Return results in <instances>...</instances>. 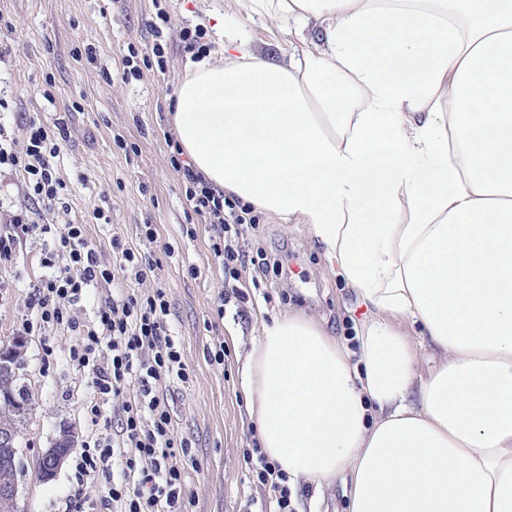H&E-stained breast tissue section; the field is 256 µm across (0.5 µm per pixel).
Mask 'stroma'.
<instances>
[{
  "instance_id": "35a3bbf8",
  "label": "stroma",
  "mask_w": 512,
  "mask_h": 512,
  "mask_svg": "<svg viewBox=\"0 0 512 512\" xmlns=\"http://www.w3.org/2000/svg\"><path fill=\"white\" fill-rule=\"evenodd\" d=\"M224 25L245 30L252 46L279 61L288 35L272 17L248 18L236 0H0V135L23 140L32 116L64 122L69 136L60 146L57 172L65 187L58 205L40 209L43 223L84 225L103 259L112 239L138 247L165 287L170 322L181 341L192 379L167 390L178 433L191 444L186 462L187 512H267L272 492L263 487L245 454L256 434L241 390L242 367L262 322L288 313L316 316L328 333L347 340L355 329L349 309L352 288L328 268L303 225L260 215L242 245L248 252L287 244L293 275L278 279L256 265L242 270L238 289L245 301L219 304L223 283L210 250L211 227L185 200L182 175L170 163L167 137L173 128L167 104L191 55L180 37L210 10ZM165 48L158 67L154 43ZM139 71L127 73L125 56ZM21 171L0 167V234L11 233L7 214L32 208ZM154 225L155 240L142 234ZM45 234L20 241L0 262V345L25 336L24 383L31 410L19 438L24 470L19 512H106L93 484L78 485L79 447L88 439L84 403L92 395V373L77 367L69 351L75 331L49 325L25 333L33 318L34 288L49 273ZM223 343V364L210 360ZM77 446L51 480L41 479L36 460L62 433ZM293 512H348L341 479L322 488H290Z\"/></svg>"
}]
</instances>
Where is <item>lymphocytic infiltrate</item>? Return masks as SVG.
Segmentation results:
<instances>
[{
	"mask_svg": "<svg viewBox=\"0 0 512 512\" xmlns=\"http://www.w3.org/2000/svg\"><path fill=\"white\" fill-rule=\"evenodd\" d=\"M22 149L0 141V166L22 169L30 197L55 203L64 188L54 160L59 142L66 139L64 123L47 126L36 120L26 125ZM182 169L185 196L193 211L212 224V251L225 279H239L249 255L240 241L246 225L255 223L251 207L224 195L191 168L172 158ZM64 259L60 275L35 288L31 305L35 325H74L70 307L91 287L111 286L112 296L99 306L92 326L80 330L70 357L91 367L95 394L85 410L91 426H98L103 405L118 397L116 426L109 441L84 446L77 465L79 482L104 479L101 497L112 512H183L188 440L178 437L163 388L173 381L187 382L190 370L181 343L170 334V302L165 288L146 287L151 270L140 252L112 240V258L104 260L89 242L85 228L67 224L58 229L46 259L54 265Z\"/></svg>",
	"mask_w": 512,
	"mask_h": 512,
	"instance_id": "f902f5d3",
	"label": "lymphocytic infiltrate"
}]
</instances>
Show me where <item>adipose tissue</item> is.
Wrapping results in <instances>:
<instances>
[{
    "instance_id": "ef3b65f1",
    "label": "adipose tissue",
    "mask_w": 512,
    "mask_h": 512,
    "mask_svg": "<svg viewBox=\"0 0 512 512\" xmlns=\"http://www.w3.org/2000/svg\"><path fill=\"white\" fill-rule=\"evenodd\" d=\"M237 3L288 60L212 10L223 57L189 59L178 143L304 225L370 311L354 359L315 318L262 325L242 377L263 452L292 484L343 477L349 512H512V0Z\"/></svg>"
}]
</instances>
